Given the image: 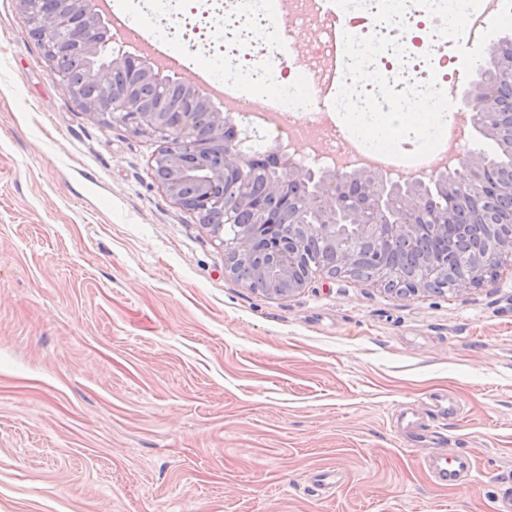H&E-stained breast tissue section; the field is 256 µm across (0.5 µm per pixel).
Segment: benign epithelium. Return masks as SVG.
I'll use <instances>...</instances> for the list:
<instances>
[{"label":"benign epithelium","instance_id":"7a95c632","mask_svg":"<svg viewBox=\"0 0 512 512\" xmlns=\"http://www.w3.org/2000/svg\"><path fill=\"white\" fill-rule=\"evenodd\" d=\"M21 14L31 33L45 50L50 65L62 54H77L89 60L100 54L103 25L87 0H55L48 13L38 10L40 0H18ZM493 67L498 75L493 84L477 85L462 98L469 107L464 142L471 135L512 143V38L494 44ZM92 74L104 91L100 100H91L69 87L76 105L99 116L120 112L123 122L136 129L148 128L162 134L164 149L155 157L162 169L159 181L183 208L204 216L215 204L226 214L245 208L249 224L224 241V271L234 275L239 262L249 260L255 271L252 289L275 297H288L307 287L314 266L308 261L305 242L318 235L333 243L335 260L332 275L352 273L366 242L383 248L428 230L448 235V228L466 231L464 221L501 223L500 212L512 206V170L492 172L475 153L467 151L460 166L463 181L448 180L445 171L431 176L394 179L375 170L339 171L309 164L276 144L271 155L282 171V179L271 184L269 196L253 193L250 180L261 168L238 142L224 138V127L232 120L212 105L197 86L178 82L179 94L168 91L173 83L145 64L142 57L125 51L97 65ZM155 88L153 100L145 104L141 86ZM206 121L212 144L218 150L219 167L210 169L200 162L199 127ZM436 184L447 201L445 214L432 211L429 185ZM355 224L360 230L354 239L339 240L336 225ZM508 250L512 256V230L488 233L460 253L453 267L454 289L464 290L483 281V266ZM444 266L429 267L425 280L409 288L416 295L442 277Z\"/></svg>","mask_w":512,"mask_h":512}]
</instances>
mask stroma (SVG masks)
<instances>
[{"mask_svg":"<svg viewBox=\"0 0 512 512\" xmlns=\"http://www.w3.org/2000/svg\"><path fill=\"white\" fill-rule=\"evenodd\" d=\"M164 146L79 109L0 0V512H495L512 261L460 291L319 271L266 297L155 178ZM445 392L441 443L405 445L399 410ZM432 452L470 480L435 483ZM422 467L431 478L442 486L457 487L464 481L465 473L470 469L465 457L428 456L422 460Z\"/></svg>","mask_w":512,"mask_h":512,"instance_id":"35a3bbf8","label":"stroma"}]
</instances>
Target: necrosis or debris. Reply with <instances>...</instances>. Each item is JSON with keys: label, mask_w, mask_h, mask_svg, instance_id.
<instances>
[{"label": "necrosis or debris", "mask_w": 512, "mask_h": 512, "mask_svg": "<svg viewBox=\"0 0 512 512\" xmlns=\"http://www.w3.org/2000/svg\"><path fill=\"white\" fill-rule=\"evenodd\" d=\"M399 9L384 19L381 9H355L344 0H112L114 14L146 27L153 40L186 64L209 56L208 83L223 87L228 98H241L243 86L255 89L282 85L263 111L242 113L240 129L253 151L268 138L292 147L311 141L312 154L322 164L388 169L393 174L419 171L415 162L397 158L369 138L375 115L356 111L368 99L369 88L358 79L362 57L375 63L380 83L398 91L415 86L439 111L448 109V87L455 80L453 51L460 42H485L494 22L512 15V0H471L462 30H449L448 10L440 0H398ZM322 20L324 41L318 60L296 74L286 69L271 46L284 30ZM240 62L238 75L225 78L220 66L225 54ZM305 86L304 99L293 101L286 89ZM347 113L337 136L316 141L315 132L328 113Z\"/></svg>", "instance_id": "obj_1"}]
</instances>
